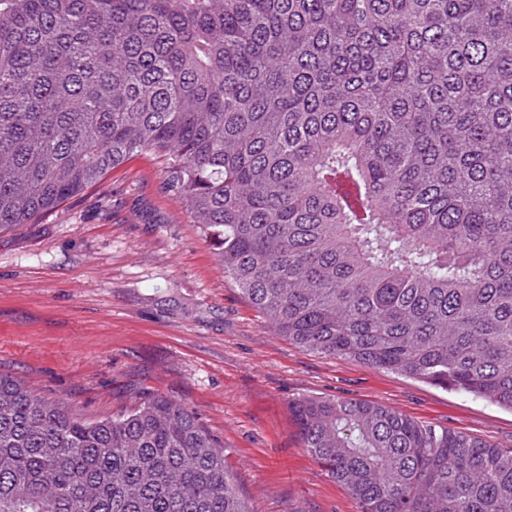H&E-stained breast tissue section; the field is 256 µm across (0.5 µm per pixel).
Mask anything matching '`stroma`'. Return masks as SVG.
I'll list each match as a JSON object with an SVG mask.
<instances>
[{"mask_svg": "<svg viewBox=\"0 0 512 512\" xmlns=\"http://www.w3.org/2000/svg\"><path fill=\"white\" fill-rule=\"evenodd\" d=\"M164 179L144 151L0 233V372L87 419L150 393L182 403L223 443L252 512H358L304 448L300 399L375 402L512 446V410L274 335Z\"/></svg>", "mask_w": 512, "mask_h": 512, "instance_id": "1", "label": "stroma"}]
</instances>
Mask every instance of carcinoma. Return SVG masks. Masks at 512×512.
<instances>
[{
  "mask_svg": "<svg viewBox=\"0 0 512 512\" xmlns=\"http://www.w3.org/2000/svg\"><path fill=\"white\" fill-rule=\"evenodd\" d=\"M144 150L272 331L512 409V0H0V232ZM359 512H512V447L292 405ZM0 512H250L154 393L0 372Z\"/></svg>",
  "mask_w": 512,
  "mask_h": 512,
  "instance_id": "carcinoma-1",
  "label": "carcinoma"
}]
</instances>
